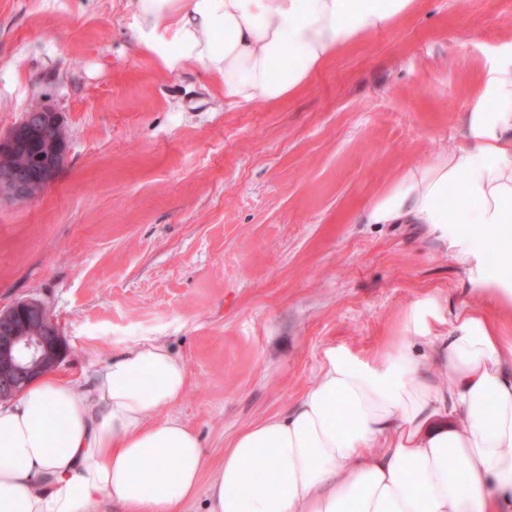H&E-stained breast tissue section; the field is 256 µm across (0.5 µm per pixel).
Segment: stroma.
I'll return each mask as SVG.
<instances>
[{
  "label": "stroma",
  "mask_w": 512,
  "mask_h": 512,
  "mask_svg": "<svg viewBox=\"0 0 512 512\" xmlns=\"http://www.w3.org/2000/svg\"><path fill=\"white\" fill-rule=\"evenodd\" d=\"M510 60L512 0H425L282 103L228 105L200 65L140 53L125 0H0V133L42 102L70 137L40 196L0 197V308L44 303L75 378L165 342L189 373L173 412L218 467L327 350L371 353L413 303H459L450 242L364 215Z\"/></svg>",
  "instance_id": "obj_1"
}]
</instances>
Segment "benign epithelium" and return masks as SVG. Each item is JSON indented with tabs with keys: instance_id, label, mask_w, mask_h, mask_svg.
Masks as SVG:
<instances>
[{
	"instance_id": "1",
	"label": "benign epithelium",
	"mask_w": 512,
	"mask_h": 512,
	"mask_svg": "<svg viewBox=\"0 0 512 512\" xmlns=\"http://www.w3.org/2000/svg\"><path fill=\"white\" fill-rule=\"evenodd\" d=\"M45 154L24 167L0 165V194L30 201L46 189L67 161L69 139L58 112L37 105L0 136V155L26 152L34 143ZM67 341L59 326L34 299L0 309V402L16 398L33 380L55 370L63 361Z\"/></svg>"
}]
</instances>
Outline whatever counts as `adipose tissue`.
<instances>
[{"label": "adipose tissue", "instance_id": "obj_1", "mask_svg": "<svg viewBox=\"0 0 512 512\" xmlns=\"http://www.w3.org/2000/svg\"><path fill=\"white\" fill-rule=\"evenodd\" d=\"M424 2L126 8L144 55L169 72L201 65L235 105L296 95ZM366 220L427 224L450 240L466 300L446 318L417 302L372 356L327 350L295 406L238 431L212 471L172 412L189 376L166 344L143 341L83 382L47 373L0 403V512H97L106 500L117 512H184L203 485L208 512H512V61L487 72L459 138L406 172Z\"/></svg>", "mask_w": 512, "mask_h": 512}]
</instances>
